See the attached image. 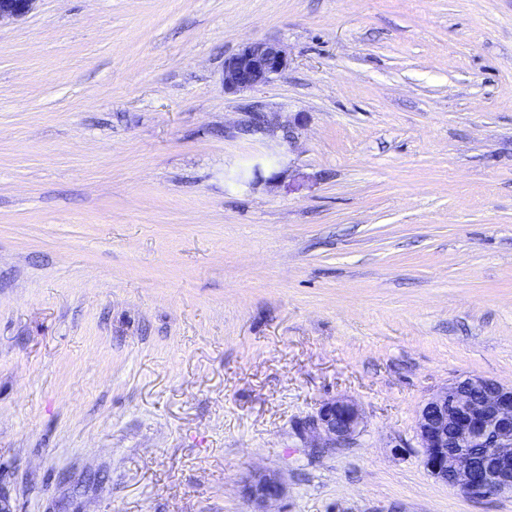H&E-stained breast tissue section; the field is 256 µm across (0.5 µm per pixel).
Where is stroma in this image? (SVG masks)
I'll list each match as a JSON object with an SVG mask.
<instances>
[{"label": "stroma", "instance_id": "stroma-1", "mask_svg": "<svg viewBox=\"0 0 512 512\" xmlns=\"http://www.w3.org/2000/svg\"><path fill=\"white\" fill-rule=\"evenodd\" d=\"M290 65L225 91L224 59ZM295 143L250 130L251 104ZM512 385V0H36L0 23L11 512H512L419 408ZM353 400L320 447L306 421ZM289 67L287 52L275 41H250L224 59L225 91L244 92L282 77ZM361 413L358 406L346 399L326 402L309 422V429L323 440V448H335L349 440L358 430ZM284 492L282 482L270 475L256 473L244 484V495L257 509L251 512H268L266 506L281 498Z\"/></svg>", "mask_w": 512, "mask_h": 512}]
</instances>
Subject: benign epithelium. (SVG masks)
Returning <instances> with one entry per match:
<instances>
[{
    "label": "benign epithelium",
    "instance_id": "benign-epithelium-1",
    "mask_svg": "<svg viewBox=\"0 0 512 512\" xmlns=\"http://www.w3.org/2000/svg\"><path fill=\"white\" fill-rule=\"evenodd\" d=\"M35 0H0V22L25 16ZM287 52L271 40L250 41L224 58V90L244 92L283 76ZM361 413L346 399L326 402L309 429L334 448L358 430ZM417 436L425 469L469 497L512 494V385L481 377L449 383L421 407ZM282 482L256 473L244 484L254 512L281 498Z\"/></svg>",
    "mask_w": 512,
    "mask_h": 512
}]
</instances>
